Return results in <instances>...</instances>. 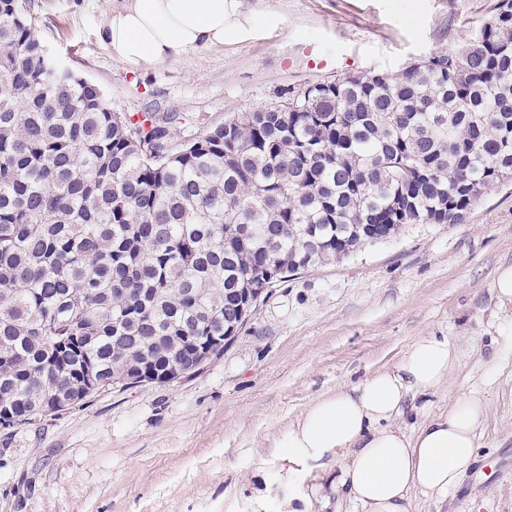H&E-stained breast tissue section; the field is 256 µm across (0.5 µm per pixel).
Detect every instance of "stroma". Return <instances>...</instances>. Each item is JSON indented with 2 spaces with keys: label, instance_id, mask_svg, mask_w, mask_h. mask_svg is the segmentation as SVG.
Masks as SVG:
<instances>
[{
  "label": "stroma",
  "instance_id": "35a3bbf8",
  "mask_svg": "<svg viewBox=\"0 0 512 512\" xmlns=\"http://www.w3.org/2000/svg\"><path fill=\"white\" fill-rule=\"evenodd\" d=\"M497 2L244 0L256 33L136 73L97 38L106 0H32V12L49 51L113 111L171 119L178 143L316 82L455 52ZM511 266L512 182L489 188L462 223L408 224L278 280L201 373L0 427V512H277L306 474L289 473L276 441L318 397L393 367L420 336L447 338L459 362L418 405L438 414L474 393L487 416L458 489L412 491L409 512H512V305L493 291Z\"/></svg>",
  "mask_w": 512,
  "mask_h": 512
}]
</instances>
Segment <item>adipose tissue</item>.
<instances>
[{"label":"adipose tissue","mask_w":512,"mask_h":512,"mask_svg":"<svg viewBox=\"0 0 512 512\" xmlns=\"http://www.w3.org/2000/svg\"><path fill=\"white\" fill-rule=\"evenodd\" d=\"M242 0H110L98 40L136 72L223 46L250 29ZM457 358L446 338H417L394 368L315 400L281 444L310 486L292 481L285 512H305L312 497L352 504L355 512H409L412 490L448 496L476 458L486 419L478 397L462 394L447 412L425 416L412 432L394 426L409 397L445 383Z\"/></svg>","instance_id":"obj_1"}]
</instances>
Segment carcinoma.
Masks as SVG:
<instances>
[{"label": "carcinoma", "mask_w": 512, "mask_h": 512, "mask_svg": "<svg viewBox=\"0 0 512 512\" xmlns=\"http://www.w3.org/2000/svg\"><path fill=\"white\" fill-rule=\"evenodd\" d=\"M30 0H0V402L60 412L88 369L199 374L288 273L459 224L512 179V0L460 50L318 82L172 145L46 67Z\"/></svg>", "instance_id": "carcinoma-1"}]
</instances>
